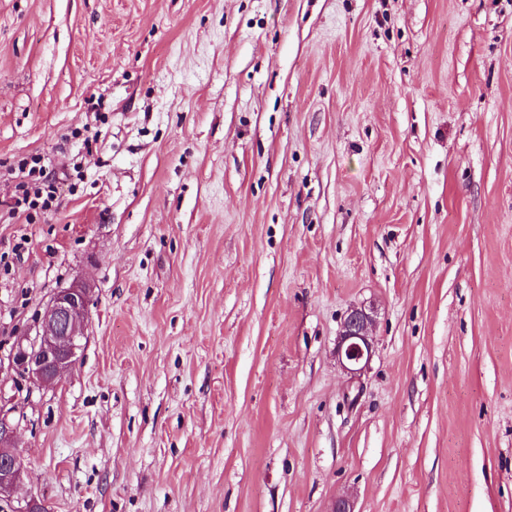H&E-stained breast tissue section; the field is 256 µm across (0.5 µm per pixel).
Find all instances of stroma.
Masks as SVG:
<instances>
[{
	"label": "stroma",
	"instance_id": "obj_1",
	"mask_svg": "<svg viewBox=\"0 0 512 512\" xmlns=\"http://www.w3.org/2000/svg\"><path fill=\"white\" fill-rule=\"evenodd\" d=\"M0 406L48 512H512V0H0ZM40 158H31V163L22 161L18 166V172L22 174V180L18 183V190L21 195L13 197V203L9 206L11 215L24 211V208H33L39 205L37 200L42 199L41 208H56V189L50 173H47L44 166L40 165ZM28 167V169H27ZM45 194V195H44ZM33 195V198L31 196ZM54 204V205H53ZM91 302L89 285L83 281L57 291L37 321L35 339L16 347L15 368L33 384L47 386L75 365ZM372 324L371 313L362 307L351 308L343 319L336 354L341 365L350 373L361 371L371 358Z\"/></svg>",
	"mask_w": 512,
	"mask_h": 512
}]
</instances>
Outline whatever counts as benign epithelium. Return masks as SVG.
Here are the masks:
<instances>
[{"mask_svg": "<svg viewBox=\"0 0 512 512\" xmlns=\"http://www.w3.org/2000/svg\"><path fill=\"white\" fill-rule=\"evenodd\" d=\"M91 302L89 285L83 281L57 291L37 321L35 339L16 347L15 368L33 384L47 386L75 365ZM372 324L371 313L362 307L351 308L343 319L336 354L341 365L351 373L360 371L371 358ZM15 433L16 425L0 407L1 498H13L14 491L23 482L24 466L19 456L14 452H3V448L12 443Z\"/></svg>", "mask_w": 512, "mask_h": 512, "instance_id": "obj_1", "label": "benign epithelium"}]
</instances>
